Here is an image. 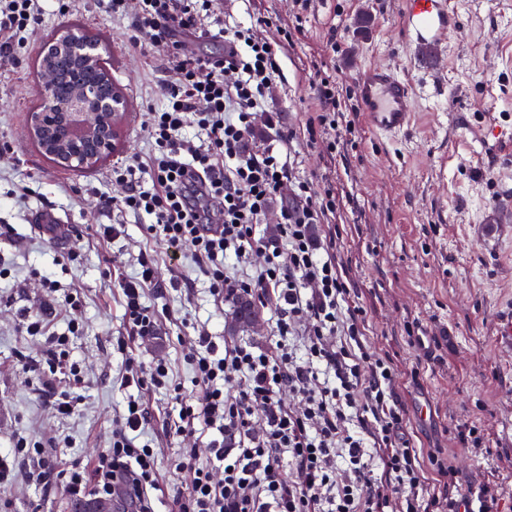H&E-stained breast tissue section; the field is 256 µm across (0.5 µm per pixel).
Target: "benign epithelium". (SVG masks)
I'll return each mask as SVG.
<instances>
[{
  "instance_id": "obj_1",
  "label": "benign epithelium",
  "mask_w": 512,
  "mask_h": 512,
  "mask_svg": "<svg viewBox=\"0 0 512 512\" xmlns=\"http://www.w3.org/2000/svg\"><path fill=\"white\" fill-rule=\"evenodd\" d=\"M50 43L52 49L42 55L40 72L47 90L56 83L57 67L77 51L87 78L74 80L61 94L48 96L42 111L29 113V133L58 162L72 168L92 167L114 150L120 100L102 92L100 80L110 76L101 71L102 54L96 43L72 31L54 34Z\"/></svg>"
}]
</instances>
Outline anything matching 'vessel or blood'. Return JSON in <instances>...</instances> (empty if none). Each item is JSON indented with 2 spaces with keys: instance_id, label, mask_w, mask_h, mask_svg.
I'll return each instance as SVG.
<instances>
[{
  "instance_id": "b4317fda",
  "label": "vessel or blood",
  "mask_w": 512,
  "mask_h": 512,
  "mask_svg": "<svg viewBox=\"0 0 512 512\" xmlns=\"http://www.w3.org/2000/svg\"><path fill=\"white\" fill-rule=\"evenodd\" d=\"M397 17L413 63H425L427 72H437L446 39L456 26L449 0H398ZM355 91L373 131L395 136L409 127L416 98L410 79L386 66H370L359 72Z\"/></svg>"
}]
</instances>
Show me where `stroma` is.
Segmentation results:
<instances>
[{"label": "stroma", "mask_w": 512, "mask_h": 512, "mask_svg": "<svg viewBox=\"0 0 512 512\" xmlns=\"http://www.w3.org/2000/svg\"><path fill=\"white\" fill-rule=\"evenodd\" d=\"M458 28L436 74L410 66L409 50L397 28L396 0H314L302 34L282 58L285 81L268 103L280 124L256 118L254 143L279 146L284 132L290 173L334 189L343 197L334 223L336 250L354 284V305L366 311L365 339L389 354L399 369L396 397L404 411V438L431 449L458 473L460 491L490 486L499 512H512V344L496 335L501 317L512 315V218L501 206L512 201V144L482 148L477 133L488 125L512 127V0H452ZM37 38L50 39L63 27L104 36L112 51V78L120 85L126 109L116 121L118 149L92 169L68 168L47 160L27 133L28 108L44 96L32 73L39 52L26 47L0 64V225L15 228L12 241L0 243V451L16 437L49 442L56 466L73 458L95 460L109 446L112 421L136 388L120 387L123 358L112 339L124 334L118 279L130 278L141 256L166 268L161 242L143 236L142 217L123 216V233L108 240L92 235L98 197L120 198L125 187L110 181L114 166L150 149L147 124L171 92L163 56L134 48L128 40L130 17L106 12L101 0H76L70 13L56 0H44ZM268 17V37L295 23V0H215L210 30ZM335 48H327L328 37ZM326 62L337 82L351 87L362 67L386 64L411 80H427L407 131L386 139L365 121L340 129L336 152L307 145L303 125L318 107L310 86L313 63ZM31 188L23 209L9 195L18 184ZM52 211L67 233L47 241L30 222L32 214ZM53 270L58 291L37 287L34 273ZM78 293L83 331L68 350L82 369L81 401L74 412L57 415L26 361L42 360L48 336L23 329L22 312L48 315L51 334L66 332L70 310L64 295ZM155 309L176 315L163 322L158 339L135 343L133 355L149 363L165 359L184 395L197 388L183 358L178 336L182 319L207 326L219 346L239 343L267 350L275 344L277 311L263 309L258 331L229 332L233 308L213 301L204 276L192 295L175 289L148 292ZM424 347L407 342L408 333ZM149 406L158 420L145 441L159 449V485L171 505L184 480L174 466L180 449L207 454L214 431L168 437L160 415L170 413L168 395L156 391ZM483 429L478 445L455 438L459 425ZM20 463L0 485V512H70L71 500L57 485L36 489Z\"/></svg>", "instance_id": "35a3bbf8"}]
</instances>
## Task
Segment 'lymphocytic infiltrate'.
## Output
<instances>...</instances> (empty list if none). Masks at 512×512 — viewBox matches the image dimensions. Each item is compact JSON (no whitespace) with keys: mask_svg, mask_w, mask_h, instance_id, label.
<instances>
[{"mask_svg":"<svg viewBox=\"0 0 512 512\" xmlns=\"http://www.w3.org/2000/svg\"><path fill=\"white\" fill-rule=\"evenodd\" d=\"M104 2L112 15L131 16L132 45L164 51L174 84L164 108L150 115V153L112 169L125 195L117 202L101 199L100 208L116 204L121 212L150 216L141 227L144 236L163 242L169 266L186 263L204 275L216 302L235 288L273 304L277 341L267 351L244 345L222 350L209 331L197 329L184 341V358L198 392L184 397L165 360L146 365L128 354L130 343L156 335L161 322L145 296L166 282L154 259L142 257L138 277L121 284L125 333L112 340L126 355L120 385L138 394L113 421L109 448L93 465L57 469L46 464L42 443L21 436L9 452H0V483L25 458L33 463L28 479L35 487L54 482L73 498L107 497L119 482L135 500L133 512H156L151 491L158 486V453L139 444L137 434L151 419L144 393L162 389L177 411L164 422L169 433L186 436L199 423L216 433L207 457L181 449L176 467L186 489L174 501L175 512H498L490 486L454 495L456 470L438 454L425 457L401 442L396 367L363 340L366 312L350 303L355 290L336 254L337 231L324 243L314 235L339 198L313 182L292 180L281 151L247 148L256 115L276 119L267 99L283 76L280 57L293 43L291 32L281 30L276 39L260 35L269 23L260 15L219 30L223 55L203 58L184 39L210 36L213 0H137L133 12L128 0ZM41 18V0H0V59L26 45ZM312 87L319 108L306 122L308 142L322 140L336 150V131L348 110L343 90L319 70ZM193 126L204 131L202 140L187 135ZM285 191L291 200L280 210L273 242L259 226ZM256 254L262 263L244 273ZM64 302L72 312L67 335L54 337L44 361L30 367L60 415L72 413L76 397L57 389L52 377L61 369L80 376L67 345L83 328L81 300L70 293ZM298 332L304 336L299 352L290 342ZM285 391L300 398L301 407L286 405ZM376 467L384 482L373 480ZM341 468L343 480L337 477ZM430 477L438 490L423 504L419 491Z\"/></svg>","mask_w":512,"mask_h":512,"instance_id":"1","label":"lymphocytic infiltrate"}]
</instances>
